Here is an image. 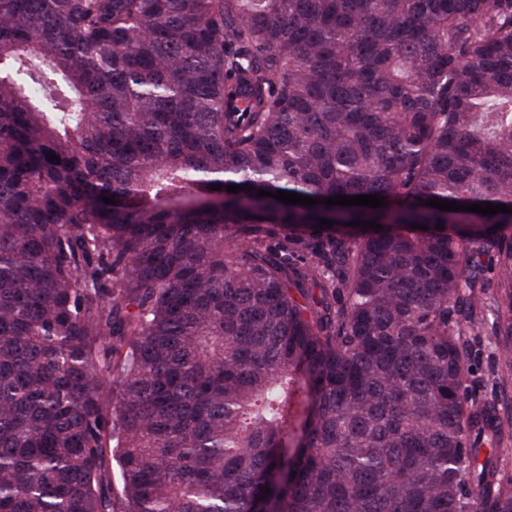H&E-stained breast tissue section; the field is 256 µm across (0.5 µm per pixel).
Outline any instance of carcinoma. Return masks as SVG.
<instances>
[{
    "mask_svg": "<svg viewBox=\"0 0 512 512\" xmlns=\"http://www.w3.org/2000/svg\"><path fill=\"white\" fill-rule=\"evenodd\" d=\"M436 197L512 209V0H0V512H512Z\"/></svg>",
    "mask_w": 512,
    "mask_h": 512,
    "instance_id": "cac0c4a2",
    "label": "carcinoma"
}]
</instances>
